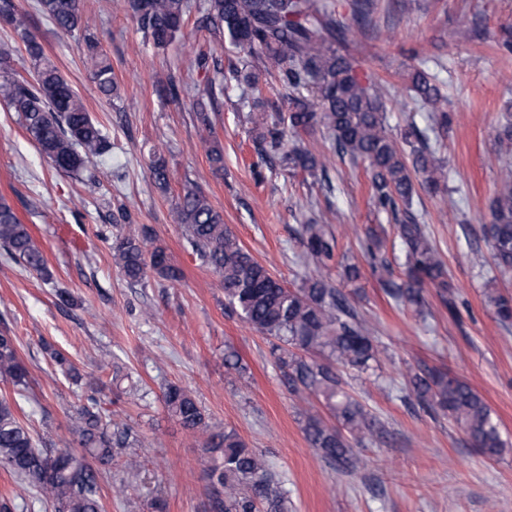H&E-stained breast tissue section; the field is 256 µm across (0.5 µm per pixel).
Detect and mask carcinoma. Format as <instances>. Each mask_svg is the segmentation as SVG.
<instances>
[{
  "mask_svg": "<svg viewBox=\"0 0 512 512\" xmlns=\"http://www.w3.org/2000/svg\"><path fill=\"white\" fill-rule=\"evenodd\" d=\"M116 8L137 23L144 41L165 49L183 35L188 0H116ZM38 11L59 30L78 37L83 63L99 93L112 100L117 85L112 66L88 30L81 0H37ZM204 19L227 32L237 46L258 57L267 72H276L288 89V112H254L250 121L261 158L279 156L292 174L301 173L327 192L333 191L326 160L310 151L283 149L285 132L321 129L333 150L351 161L367 164L378 205L393 216L404 212L396 225L406 278L396 279L382 255V240L367 231L364 250L385 294L396 303L425 312V286L439 290L448 311L455 312L448 269L437 249L410 211L416 184L436 192L447 182L440 157L442 135L448 131L446 112L433 116L434 136L409 123L396 139L386 122V102L379 84L362 79L355 61L338 51L348 25L317 0H205ZM0 17L24 42L30 61L28 75L13 68L12 50L0 47V101L17 113L40 154L57 171L80 175L104 160L112 149L104 127L88 112L82 98L60 70L45 57L42 45L30 35L28 18L14 0H0ZM224 92V70L214 66L207 87L194 99L197 119L212 129L209 110L216 92ZM410 97L437 104L444 99L442 83L425 62L411 72ZM149 174L160 188L168 186L164 158L153 151ZM492 221L483 233L490 244L495 267L512 272V165L502 171V185L491 204ZM173 220L185 232L186 246L222 277L228 312L276 341L277 363L288 392L308 404L302 410L303 431L321 457L346 470L362 464L350 440L358 442L383 433L381 423L345 388L344 374L362 373L377 361L379 339L360 315L350 296L331 280L311 276L290 288L240 245L224 224V215L192 183L184 185L173 209ZM299 236L307 260L317 267L335 264L342 277L353 282L359 268L344 255L323 224H303ZM0 247L46 281L52 274L42 251L14 208L0 199ZM113 257L125 279L139 284L149 273L177 281L181 271L169 263L165 249L153 244L151 230L119 235L112 243ZM503 325L512 323V297L489 295ZM0 378L16 387L28 384L16 339L0 334ZM408 396L428 411L443 412L471 445L489 458L506 449L500 426L485 400L467 382L447 371L409 372L404 376ZM323 399L337 425L321 419L309 397ZM167 411L190 432L208 433L204 452L209 458L208 478L215 490L213 512H288V497L279 480L268 472L253 449L233 430L216 429L207 421L196 398L170 384L162 394ZM77 433L83 453L71 449L40 448L17 415L14 404L0 398V467L14 474L23 488H34L51 503L54 512H102L98 474L88 458L101 465L112 462L113 449L133 444L129 428L111 430L97 399L89 395L80 406Z\"/></svg>",
  "mask_w": 512,
  "mask_h": 512,
  "instance_id": "carcinoma-1",
  "label": "carcinoma"
}]
</instances>
